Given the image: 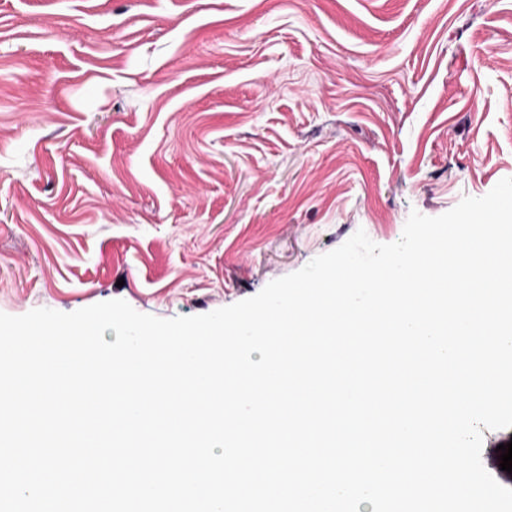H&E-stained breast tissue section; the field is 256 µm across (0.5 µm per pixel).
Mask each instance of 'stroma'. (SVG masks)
<instances>
[{
    "label": "stroma",
    "mask_w": 512,
    "mask_h": 512,
    "mask_svg": "<svg viewBox=\"0 0 512 512\" xmlns=\"http://www.w3.org/2000/svg\"><path fill=\"white\" fill-rule=\"evenodd\" d=\"M512 177V0H0V312L159 318Z\"/></svg>",
    "instance_id": "stroma-1"
}]
</instances>
